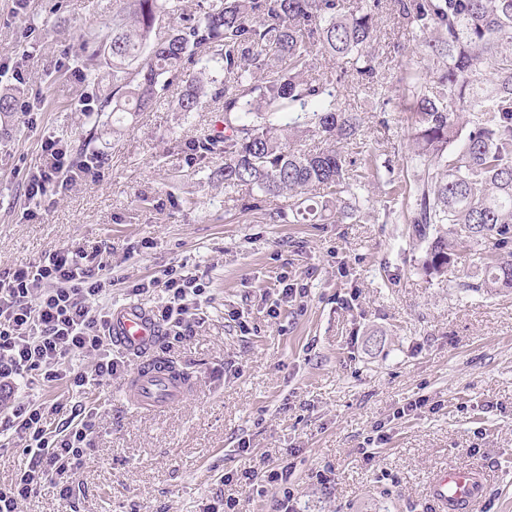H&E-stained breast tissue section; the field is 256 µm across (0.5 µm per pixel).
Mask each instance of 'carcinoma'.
Wrapping results in <instances>:
<instances>
[{"instance_id": "carcinoma-1", "label": "carcinoma", "mask_w": 512, "mask_h": 512, "mask_svg": "<svg viewBox=\"0 0 512 512\" xmlns=\"http://www.w3.org/2000/svg\"><path fill=\"white\" fill-rule=\"evenodd\" d=\"M379 0H222L197 21L157 26L178 10L171 0H126L110 38L77 63L112 70L102 112H142L156 103L165 75L186 76L182 112L210 98L224 131L198 149L224 154V187H247L245 210L288 198V222L313 211L310 194L333 190L340 219H355L352 191L336 144L356 138L360 117L343 110L336 74L317 75V53L352 60L360 83L377 77L371 52ZM399 17L430 49V64L406 77L414 103L412 235L426 244L422 268L446 275L467 251L483 255L463 288L512 290V0H393ZM312 138L325 147L302 150Z\"/></svg>"}]
</instances>
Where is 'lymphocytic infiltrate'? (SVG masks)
<instances>
[{
  "label": "lymphocytic infiltrate",
  "mask_w": 512,
  "mask_h": 512,
  "mask_svg": "<svg viewBox=\"0 0 512 512\" xmlns=\"http://www.w3.org/2000/svg\"><path fill=\"white\" fill-rule=\"evenodd\" d=\"M97 167V157L75 160L67 140L45 135L39 161L26 179L25 218L39 219L49 192L71 190L92 177ZM111 285L112 271L96 254L69 248L0 273V438L17 440L25 454L14 482L0 485V512H21L22 504L47 481L57 483L61 499L71 493L101 417L86 394L115 376L123 362L120 354L104 346L110 314L102 300ZM159 287L166 302L157 319L168 339L193 336L194 308L206 293V282L184 268L171 267L163 278L139 280L132 290L141 293ZM36 372L44 382L65 385L75 398L69 417L57 425H48L47 418L59 413L58 403L21 397ZM290 477L285 467L264 472L245 469L237 481L248 490L261 482L275 487L280 494L276 512H293Z\"/></svg>",
  "instance_id": "1"
}]
</instances>
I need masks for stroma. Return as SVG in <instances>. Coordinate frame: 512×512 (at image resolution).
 <instances>
[{"label": "stroma", "mask_w": 512, "mask_h": 512, "mask_svg": "<svg viewBox=\"0 0 512 512\" xmlns=\"http://www.w3.org/2000/svg\"><path fill=\"white\" fill-rule=\"evenodd\" d=\"M17 1L0 0V94L15 90L34 109L0 113V273L57 248L96 251L119 276L105 308L153 313L162 292L136 296L130 283L183 265L208 284L194 336L156 349L199 377V394L147 413L125 399L124 374L90 391L101 421L70 500L46 483L22 512H204L218 492L239 512H272L275 490L253 496L224 476L286 464L298 512H435L428 483L451 465L487 474L475 512H512V291L460 288L474 255L444 277L421 268L425 246L407 224L417 171L404 86L429 57L390 0L379 2L373 45L394 88L387 107L358 89L349 63L317 60L338 73L340 106L362 119L339 149L366 205L340 223L335 195L318 189L311 224L279 219L281 197L242 209L248 189L215 175L223 157L194 151L224 115L209 100L178 112L181 80H161L144 112H80L81 96L103 98L112 79L80 82L55 62L107 34L122 0H21L20 15ZM50 132L73 155L97 152L100 175L28 221L26 175ZM285 283L306 297L279 303ZM324 468L327 486L315 478Z\"/></svg>", "instance_id": "1"}]
</instances>
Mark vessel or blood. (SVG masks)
<instances>
[{
    "instance_id": "b4317fda",
    "label": "vessel or blood",
    "mask_w": 512,
    "mask_h": 512,
    "mask_svg": "<svg viewBox=\"0 0 512 512\" xmlns=\"http://www.w3.org/2000/svg\"><path fill=\"white\" fill-rule=\"evenodd\" d=\"M110 332L114 346L142 356L136 372L127 379L124 393L128 400L147 412L177 408L200 389L198 379L153 356L152 350L162 335L154 317L137 304L113 309ZM482 492V478L474 471L451 468L433 480L431 494L440 512H470Z\"/></svg>"
}]
</instances>
